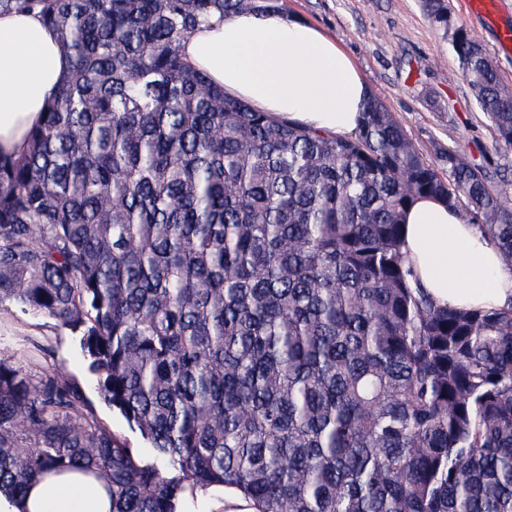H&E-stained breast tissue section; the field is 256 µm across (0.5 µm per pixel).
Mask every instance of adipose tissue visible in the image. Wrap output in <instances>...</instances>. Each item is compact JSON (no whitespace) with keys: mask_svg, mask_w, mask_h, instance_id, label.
<instances>
[{"mask_svg":"<svg viewBox=\"0 0 512 512\" xmlns=\"http://www.w3.org/2000/svg\"><path fill=\"white\" fill-rule=\"evenodd\" d=\"M182 53L253 108L335 135L357 131L370 95L357 64L336 42L295 17L238 13L193 33ZM69 68L38 14L0 17V151H22ZM403 250L439 304L493 310L512 303V264L438 199L421 198L408 209ZM184 499L205 512H256L239 490L224 486ZM0 512H112V500L93 475L49 472L32 482L25 499L0 497Z\"/></svg>","mask_w":512,"mask_h":512,"instance_id":"ef3b65f1","label":"adipose tissue"}]
</instances>
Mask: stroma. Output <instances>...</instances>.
I'll use <instances>...</instances> for the list:
<instances>
[{
	"mask_svg": "<svg viewBox=\"0 0 512 512\" xmlns=\"http://www.w3.org/2000/svg\"><path fill=\"white\" fill-rule=\"evenodd\" d=\"M496 23L466 15L462 0H447L453 21L466 24L512 83V54L496 44L512 32V0H501ZM295 15L336 40L357 64L373 97L382 101L426 157L438 148H456L473 163L497 174L512 168V153L495 141L489 122L458 72V63L441 31L424 13L421 0H283ZM23 350L31 374L62 366L82 388L98 417L136 447L143 440L100 398L77 334L44 316L0 308V353Z\"/></svg>",
	"mask_w": 512,
	"mask_h": 512,
	"instance_id": "obj_1",
	"label": "stroma"
}]
</instances>
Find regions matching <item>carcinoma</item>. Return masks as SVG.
<instances>
[{
  "label": "carcinoma",
  "instance_id": "carcinoma-1",
  "mask_svg": "<svg viewBox=\"0 0 512 512\" xmlns=\"http://www.w3.org/2000/svg\"><path fill=\"white\" fill-rule=\"evenodd\" d=\"M512 151V85L447 0H422ZM282 0H0L70 71L0 154V307L79 336L112 431L59 368L0 356V493L93 474L112 512L232 486L258 512H512V304H438L402 250L434 197L512 262V201L454 149L423 156L377 98L357 132L252 108L184 41Z\"/></svg>",
  "mask_w": 512,
  "mask_h": 512
}]
</instances>
